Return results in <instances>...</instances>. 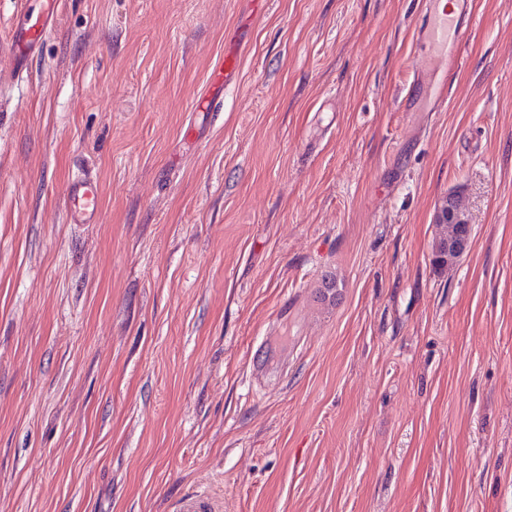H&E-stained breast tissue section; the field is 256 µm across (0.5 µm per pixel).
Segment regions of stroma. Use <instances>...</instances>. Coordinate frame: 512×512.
I'll return each instance as SVG.
<instances>
[{"label": "stroma", "instance_id": "35a3bbf8", "mask_svg": "<svg viewBox=\"0 0 512 512\" xmlns=\"http://www.w3.org/2000/svg\"><path fill=\"white\" fill-rule=\"evenodd\" d=\"M59 11L0 69V512H512V0H473L444 112L399 108L422 0ZM239 67V60L230 50L224 51V58L210 72L209 81L211 93L200 103L199 108L204 112L221 111L224 106V89ZM63 203L70 223H99L98 189L91 170L82 169L78 176L67 183ZM220 510L215 500L204 492H195L184 497L176 508L177 512H219Z\"/></svg>", "mask_w": 512, "mask_h": 512}]
</instances>
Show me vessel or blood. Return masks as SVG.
I'll use <instances>...</instances> for the list:
<instances>
[{
	"mask_svg": "<svg viewBox=\"0 0 512 512\" xmlns=\"http://www.w3.org/2000/svg\"><path fill=\"white\" fill-rule=\"evenodd\" d=\"M425 22L418 32V40L427 48L428 55L451 56L452 48L464 30L471 16L470 0H453L452 8L441 7L438 0H426ZM57 15L53 5L35 14H21L9 30L6 46L0 47V67H10L17 73H26L39 51L46 35L55 27ZM239 60L232 51H225L224 58L211 71L209 76L211 92L201 102L205 112L221 110L224 105V90L236 74ZM419 86L429 87L426 98H412L408 109L423 112L444 111L448 103L444 80L433 79L429 71H421L414 78ZM64 208L73 224H96L100 221L98 189L91 170L85 169L71 179L63 194ZM176 512H219L215 500L207 493L195 492L177 505Z\"/></svg>",
	"mask_w": 512,
	"mask_h": 512,
	"instance_id": "vessel-or-blood-1",
	"label": "vessel or blood"
}]
</instances>
